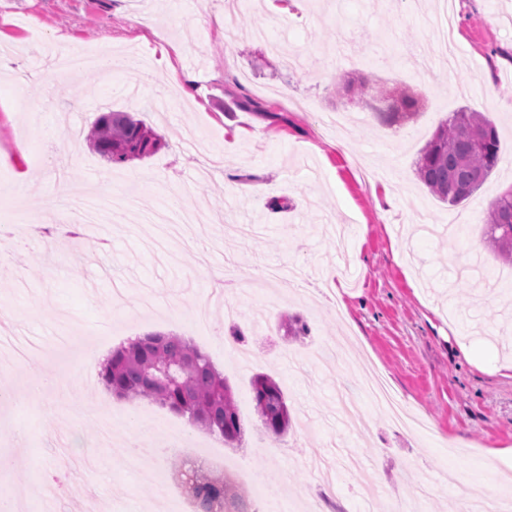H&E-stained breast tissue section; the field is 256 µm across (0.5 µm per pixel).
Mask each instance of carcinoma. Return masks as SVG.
<instances>
[{"label":"carcinoma","mask_w":512,"mask_h":512,"mask_svg":"<svg viewBox=\"0 0 512 512\" xmlns=\"http://www.w3.org/2000/svg\"><path fill=\"white\" fill-rule=\"evenodd\" d=\"M359 98L374 96L384 108L376 115L386 125L416 114L419 100L407 89L371 93L360 77L345 85ZM90 146L108 162L123 165L149 157L165 145L163 135L125 112L101 114L88 136ZM500 137L495 124L481 113L461 109L433 134L416 161L415 173L428 191L442 202L457 205L478 190L499 161ZM483 236L503 263L512 264V188L489 204ZM100 380L118 398L148 399L188 418L231 444L241 436V420L232 391L208 355L176 336L150 334L112 350L101 364ZM255 412L270 437L285 434L291 426V408L280 386L270 376L252 378ZM183 487L197 512H230L238 508V487L204 465Z\"/></svg>","instance_id":"carcinoma-1"}]
</instances>
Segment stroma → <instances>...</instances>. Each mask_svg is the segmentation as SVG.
I'll return each mask as SVG.
<instances>
[{"mask_svg": "<svg viewBox=\"0 0 512 512\" xmlns=\"http://www.w3.org/2000/svg\"><path fill=\"white\" fill-rule=\"evenodd\" d=\"M440 0H289L277 18L266 0H241V34L224 36V0H0V332L51 348L71 335L82 344L62 379L79 376L71 405L50 415L54 399H24L27 365L16 357L0 367L14 397L0 402V498L25 485L52 486L67 472L82 508L98 512H170L154 483L130 472L127 444L158 446L163 422L181 432L171 462L187 448L244 460L268 478L273 512H303L319 493L303 463L329 458L340 493L324 512H363L360 495L374 487L380 502L411 499L416 482L436 488L424 512H448L452 488L485 485L512 489V265L489 247L470 256L482 239L489 203L512 186V0H454L453 70L421 69L433 55ZM78 51L104 50L133 58L109 73L52 67L59 40ZM294 48L303 66H283L272 43ZM364 75L376 88L406 87L419 99L417 115L393 126L339 94L348 76ZM191 84L193 99L178 88ZM40 96L46 109L31 112L20 100ZM463 108L482 112L500 134V161L484 185L457 205L435 198L417 179L419 150L448 117ZM128 112L168 142L154 155L111 166L84 136L105 112ZM342 112L344 132L323 118ZM202 136L209 156L222 160L206 181L195 177L186 140ZM236 177L225 182L224 167ZM99 198L100 221L79 225L71 213L43 223L47 200L69 185L54 170ZM138 172L132 202L116 197L114 177ZM26 197L12 198L19 175ZM72 182V183H73ZM179 190L184 208L205 209L210 219L193 242H169L159 252L161 229L148 216L169 210ZM252 222L261 238L244 245L233 226ZM232 261L242 279H260L271 266L283 279L239 297L235 318L215 312L206 326L193 314L200 295L224 279ZM302 272L311 290L287 284ZM179 300L183 319L167 308ZM303 317L309 333L286 335L282 315ZM112 332L97 335L104 323ZM238 326L245 343L234 342ZM174 334L209 356L229 384L244 426L242 440L223 439L147 400L131 402L107 391L99 378L103 354L128 340ZM341 336L344 363L297 366L296 357ZM384 372L397 396L431 431L416 438L371 410L370 431L355 436L336 416V390L356 389V370ZM269 374L284 390L301 429L265 449L257 424L251 378ZM95 403L112 423V443L97 446ZM289 473L287 483L276 482Z\"/></svg>", "mask_w": 512, "mask_h": 512, "instance_id": "obj_1", "label": "stroma"}]
</instances>
